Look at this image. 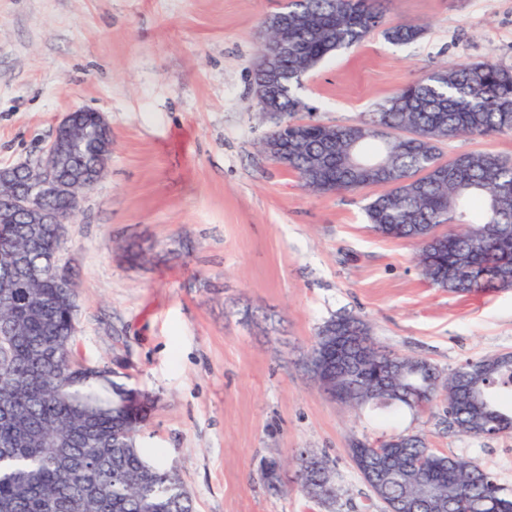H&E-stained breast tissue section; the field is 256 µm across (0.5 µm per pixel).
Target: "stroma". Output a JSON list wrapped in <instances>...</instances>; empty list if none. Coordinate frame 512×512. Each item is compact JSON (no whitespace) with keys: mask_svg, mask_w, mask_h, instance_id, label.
<instances>
[{"mask_svg":"<svg viewBox=\"0 0 512 512\" xmlns=\"http://www.w3.org/2000/svg\"><path fill=\"white\" fill-rule=\"evenodd\" d=\"M286 0H0V167L34 162L72 108L103 114L112 156L67 225L79 358L147 394L140 436L193 494L194 512H382L352 439L423 432L512 492V436L448 428L445 402L394 418L328 396L304 367L328 319L364 320L389 350L442 372L512 352V288L460 297L380 236L375 194L316 195L270 161L255 95L258 32ZM406 44L375 29L302 79L301 121L356 123L446 62L512 66V0H380ZM323 454L342 494L309 499L292 456ZM280 460L275 483L261 473ZM385 34L394 43H407L421 34V28L409 21H399L387 27Z\"/></svg>","mask_w":512,"mask_h":512,"instance_id":"35a3bbf8","label":"stroma"}]
</instances>
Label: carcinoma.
<instances>
[{
	"instance_id": "obj_1",
	"label": "carcinoma",
	"mask_w": 512,
	"mask_h": 512,
	"mask_svg": "<svg viewBox=\"0 0 512 512\" xmlns=\"http://www.w3.org/2000/svg\"><path fill=\"white\" fill-rule=\"evenodd\" d=\"M372 0H289L288 53L277 61L283 87L269 135L288 132V170L312 193L330 195L380 186L366 205L379 234L416 250L421 274L459 295L494 290L512 279V235L486 236L489 224L512 227V160L467 152L444 161L441 145L464 136L512 134V66L494 62L439 65L405 85L352 125H297L303 75L329 54L360 44L383 25ZM407 43L421 28L399 21L385 29ZM83 135L71 150V169L90 165L100 136L96 113L82 116ZM409 135L383 138L377 127ZM333 144L334 160L317 171L311 160ZM455 225L448 243L428 241L430 229ZM9 242L40 264L60 254L56 225L29 236L24 224L0 220ZM78 310L47 272L0 297V512H193L192 494L177 471L146 459L138 437L148 400L128 410V388L108 377L106 364L74 357ZM325 357L330 396L347 406H370L390 417L448 402V429L472 437L512 434V371L508 354L468 359L448 374L423 359L379 346L364 321L334 317L319 328L311 353ZM388 447L375 473L373 497L395 512H436L425 487L437 488L448 512H512V494L479 463L429 449L419 434ZM299 458L301 489L331 504L341 495L326 460L313 449ZM375 448L358 440L351 459L362 470Z\"/></svg>"
}]
</instances>
